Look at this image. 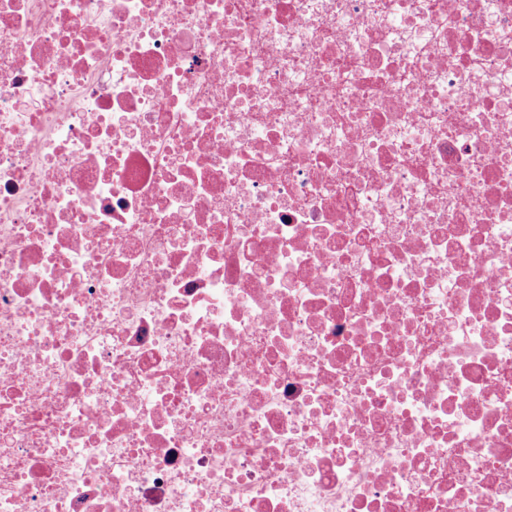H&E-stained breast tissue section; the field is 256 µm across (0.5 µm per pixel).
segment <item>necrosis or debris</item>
I'll return each mask as SVG.
<instances>
[{"mask_svg":"<svg viewBox=\"0 0 512 512\" xmlns=\"http://www.w3.org/2000/svg\"><path fill=\"white\" fill-rule=\"evenodd\" d=\"M0 512H512V0H0Z\"/></svg>","mask_w":512,"mask_h":512,"instance_id":"4bbe7bcc","label":"necrosis or debris"}]
</instances>
